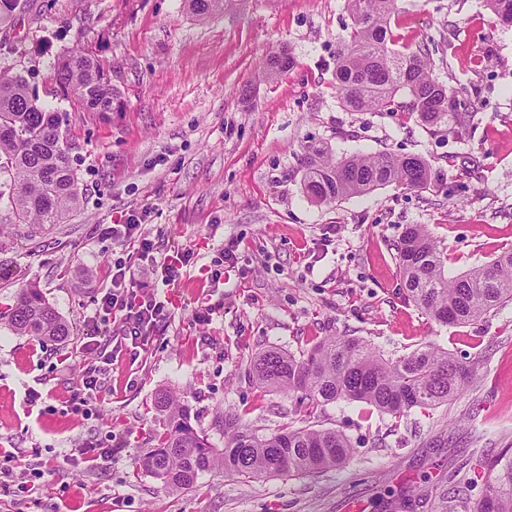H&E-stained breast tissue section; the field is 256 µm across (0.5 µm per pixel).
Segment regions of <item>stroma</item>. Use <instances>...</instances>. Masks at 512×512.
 <instances>
[{"instance_id": "stroma-1", "label": "stroma", "mask_w": 512, "mask_h": 512, "mask_svg": "<svg viewBox=\"0 0 512 512\" xmlns=\"http://www.w3.org/2000/svg\"><path fill=\"white\" fill-rule=\"evenodd\" d=\"M396 49L428 45L438 80L478 99L462 140L405 112H350L334 88L336 47L351 27L346 0H237L201 21L184 0H20L0 22V68L24 76L60 113L81 191L65 223H14L0 245V312L37 286L74 327L63 343L0 323V468L41 470L22 498L0 489V512H446L456 487L482 498L486 460L512 457V302L462 326L405 300L395 246L427 225L449 275L512 248V24L484 0H398ZM92 51L121 108L82 111L55 80L60 59ZM292 70L266 79L280 49ZM311 141L335 156L390 151L445 171L442 186H385L332 205L310 200L299 158ZM135 234H113L126 214ZM193 257L174 285L140 281L171 300L147 345L123 344L107 388L79 394L88 342L113 333L96 314L118 260L139 237ZM236 245L222 284L209 280ZM215 310L202 322V306ZM327 336H356L400 356L447 349L476 374L454 400L397 419L360 403L298 405L248 377L253 355L299 356ZM180 394L191 426L224 445L220 418L269 434L335 429L354 454L342 467L262 482L212 472L179 493L140 466L163 426L155 396ZM74 448H108L89 466Z\"/></svg>"}]
</instances>
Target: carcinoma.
Returning a JSON list of instances; mask_svg holds the SVG:
<instances>
[{"mask_svg": "<svg viewBox=\"0 0 512 512\" xmlns=\"http://www.w3.org/2000/svg\"><path fill=\"white\" fill-rule=\"evenodd\" d=\"M201 20L222 13L234 0H186ZM502 22L512 23V0H486ZM352 27L336 48V89L350 112H397L417 116L429 130L448 125L459 139L475 101L461 99L433 76L429 47L396 50L391 19L397 0H347ZM290 54L271 56L266 76L275 79L293 67ZM64 93L77 96L88 112L121 106V94L95 56L73 53L55 71ZM408 100H396L399 91ZM303 186L318 204H333L396 185L427 189L443 185L445 173L416 155L378 152L340 158L320 143L304 148L300 159ZM10 175L8 204L17 224H62L80 205L78 178L63 141L58 113L38 105L26 79L0 70V171ZM401 288L407 300L446 325L472 322L512 301V249L491 262L450 277L439 242L423 224H411L397 245ZM6 325L23 336L64 342L73 327L37 287L23 289ZM249 377L260 387L295 394L300 402L325 406L358 401L401 419L414 408H433L454 399L475 373L452 353L424 345L402 356L387 357L360 338L327 336L296 357L271 347L255 353ZM164 423L159 448L141 466L172 491L193 488L200 475L221 471L248 480L272 475H312L339 467L353 454L349 439L334 429L286 427L262 434L241 424L234 412L224 414V447L215 448L189 424L181 399L170 390L155 398ZM512 512V462L488 478L485 493L473 508L456 493L448 512Z\"/></svg>", "mask_w": 512, "mask_h": 512, "instance_id": "carcinoma-1", "label": "carcinoma"}]
</instances>
